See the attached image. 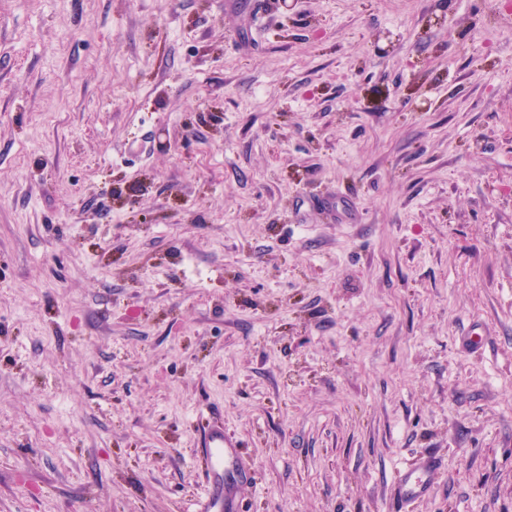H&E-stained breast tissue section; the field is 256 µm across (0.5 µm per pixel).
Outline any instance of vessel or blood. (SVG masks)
Returning a JSON list of instances; mask_svg holds the SVG:
<instances>
[{
    "label": "vessel or blood",
    "instance_id": "b4317fda",
    "mask_svg": "<svg viewBox=\"0 0 512 512\" xmlns=\"http://www.w3.org/2000/svg\"><path fill=\"white\" fill-rule=\"evenodd\" d=\"M205 461L206 506L203 512H238L237 485L252 476L244 452L224 433L220 419L209 421L201 440ZM442 472V460L426 451L403 461L397 469L391 499L398 512H407L427 499Z\"/></svg>",
    "mask_w": 512,
    "mask_h": 512
}]
</instances>
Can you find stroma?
<instances>
[{
    "label": "stroma",
    "instance_id": "35a3bbf8",
    "mask_svg": "<svg viewBox=\"0 0 512 512\" xmlns=\"http://www.w3.org/2000/svg\"><path fill=\"white\" fill-rule=\"evenodd\" d=\"M234 2L0 0V512H512V0ZM200 448L207 479L203 512H239L236 487L252 478L244 452L224 434V423L218 418L208 421L203 428ZM442 472V459L432 451H426L402 462L397 469L391 499L396 512L408 509L427 499Z\"/></svg>",
    "mask_w": 512,
    "mask_h": 512
}]
</instances>
